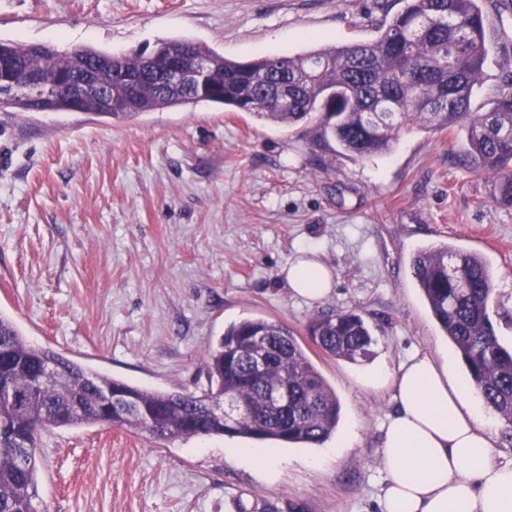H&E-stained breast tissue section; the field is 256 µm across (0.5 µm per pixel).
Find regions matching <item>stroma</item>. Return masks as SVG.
Segmentation results:
<instances>
[{
	"instance_id": "stroma-1",
	"label": "stroma",
	"mask_w": 512,
	"mask_h": 512,
	"mask_svg": "<svg viewBox=\"0 0 512 512\" xmlns=\"http://www.w3.org/2000/svg\"><path fill=\"white\" fill-rule=\"evenodd\" d=\"M403 0H0V40L115 54L189 38L247 61L322 39L360 43ZM489 47L474 105L512 73V11L482 0ZM218 106L123 120L21 113L0 133V314L33 345L151 389H208L201 365L246 318L303 336L309 318L353 311L377 339L373 364L450 352L411 273L423 246L449 242L491 263L490 316L512 345V209L464 167L463 132L413 128L390 152L352 159ZM333 271L329 295L294 294L281 273L300 247ZM308 355L335 391L354 448L293 445L275 476L224 453L221 435L154 443L106 425L57 428L39 443L36 512H379L384 391L359 364ZM318 465H304L307 456Z\"/></svg>"
}]
</instances>
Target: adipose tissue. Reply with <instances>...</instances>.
I'll return each mask as SVG.
<instances>
[{
  "label": "adipose tissue",
  "instance_id": "obj_1",
  "mask_svg": "<svg viewBox=\"0 0 512 512\" xmlns=\"http://www.w3.org/2000/svg\"><path fill=\"white\" fill-rule=\"evenodd\" d=\"M283 273L311 301L333 285L330 271L305 256ZM357 381L392 403L382 425L381 512H512V462L497 457L498 435L473 387L449 379L447 353L416 351L395 370L359 371Z\"/></svg>",
  "mask_w": 512,
  "mask_h": 512
}]
</instances>
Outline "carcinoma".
I'll return each instance as SVG.
<instances>
[{"label": "carcinoma", "mask_w": 512, "mask_h": 512, "mask_svg": "<svg viewBox=\"0 0 512 512\" xmlns=\"http://www.w3.org/2000/svg\"><path fill=\"white\" fill-rule=\"evenodd\" d=\"M404 7L360 44L329 43L288 56L248 61L225 57L188 39L159 42L155 50L185 46L212 60L211 84L157 83L155 62L144 52L113 56V68L144 77L141 96H127L116 76L101 86L127 106L124 118L168 107L210 104L249 112L281 126L317 121V139L334 141L356 158L389 151L398 133L416 126L429 131L458 127L468 143L464 164L494 179L493 201L512 208V81L480 112L472 107L487 56L480 0H403ZM89 48L59 52L45 45L0 41V57L24 71L72 76L90 56ZM34 89L0 85V112L27 111ZM413 277L430 312L454 346L484 404L512 437V348L503 345L489 315L493 271L487 259L443 242L417 250ZM309 342L336 359L357 362L374 356L375 340L361 315L336 312L314 316L305 326ZM267 341L264 370L253 368L256 337ZM208 392L163 391L130 385L94 372L50 349L29 344L16 324L0 314V375H8L18 400H0V512H31L39 455L15 437L38 440L53 428L106 424L157 442L200 435H229L274 444L320 445L335 432L341 405L335 391L283 324L247 318L230 325L219 344L204 355ZM109 390L127 399L103 412L98 403ZM288 391V405L272 394ZM232 395L249 410L235 425L208 410Z\"/></svg>", "instance_id": "cac0c4a2"}]
</instances>
